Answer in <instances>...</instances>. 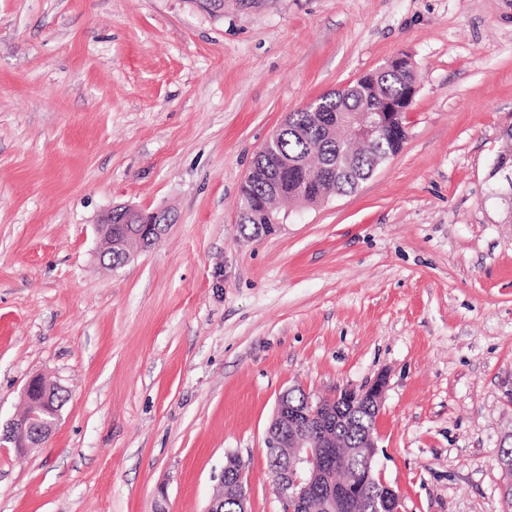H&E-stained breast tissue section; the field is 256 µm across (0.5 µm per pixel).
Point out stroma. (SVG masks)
<instances>
[{
	"mask_svg": "<svg viewBox=\"0 0 512 512\" xmlns=\"http://www.w3.org/2000/svg\"><path fill=\"white\" fill-rule=\"evenodd\" d=\"M402 150L252 240L239 195L289 113L396 56ZM506 0H0V425L61 385L47 442L0 445V512H205L227 456L282 512L279 396L388 384L375 473L401 512H504L512 224ZM166 212L99 260L96 224ZM489 175L497 178L496 195L512 205V158H502L497 154ZM124 208L121 213H115L112 216L113 210ZM135 215L136 219V232H128L122 235L123 232L132 229L131 224H128V213ZM166 215L162 212L144 213L141 211L132 210L126 207H113L106 211L100 218L97 224L98 234L102 239L103 249L101 251V258L103 262L108 261V266L114 265L120 267L123 264L120 252L112 251L114 248L121 249L127 252L129 256L130 244L134 243L141 250H145L150 246L164 231L167 224H160L161 217ZM115 236H121L116 239ZM114 268V267H113Z\"/></svg>",
	"mask_w": 512,
	"mask_h": 512,
	"instance_id": "stroma-1",
	"label": "stroma"
}]
</instances>
